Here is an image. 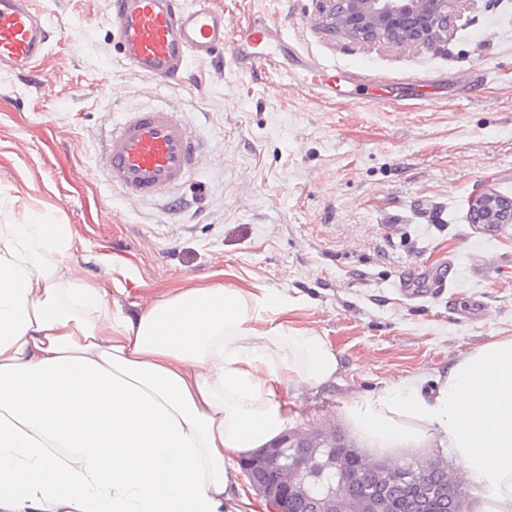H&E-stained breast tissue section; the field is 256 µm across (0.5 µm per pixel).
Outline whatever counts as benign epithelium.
Instances as JSON below:
<instances>
[{
  "mask_svg": "<svg viewBox=\"0 0 512 512\" xmlns=\"http://www.w3.org/2000/svg\"><path fill=\"white\" fill-rule=\"evenodd\" d=\"M322 26L363 44L388 48L436 49L448 41L453 6L458 0H326ZM472 223L488 233L500 224H512V200L488 190L471 205ZM323 429L289 431L274 444L245 460L243 471L250 485L274 512H291L294 500L304 512H360L359 500H350L331 486L322 494L312 487L327 471L340 474L343 462L336 453L321 449ZM413 491L401 501V512H430L431 497H440L442 512H468L466 498L453 493L454 478L446 462L433 458L419 466ZM361 487L376 490L373 512H384L385 503L398 493L405 476L388 467L356 470Z\"/></svg>",
  "mask_w": 512,
  "mask_h": 512,
  "instance_id": "1",
  "label": "benign epithelium"
}]
</instances>
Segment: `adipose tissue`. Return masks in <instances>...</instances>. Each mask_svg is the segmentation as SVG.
<instances>
[{"mask_svg": "<svg viewBox=\"0 0 512 512\" xmlns=\"http://www.w3.org/2000/svg\"><path fill=\"white\" fill-rule=\"evenodd\" d=\"M71 254L69 225L0 224V512H255L239 460L287 432L290 387L338 377L337 351L264 290L113 311ZM337 418L372 465L448 444L484 489L473 512H512V336Z\"/></svg>", "mask_w": 512, "mask_h": 512, "instance_id": "1", "label": "adipose tissue"}]
</instances>
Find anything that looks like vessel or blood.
I'll list each match as a JSON object with an SVG mask.
<instances>
[{"label":"vessel or blood","mask_w":512,"mask_h":512,"mask_svg":"<svg viewBox=\"0 0 512 512\" xmlns=\"http://www.w3.org/2000/svg\"><path fill=\"white\" fill-rule=\"evenodd\" d=\"M110 24L125 65L138 75L171 86L190 58H214L230 49L246 69L262 67L285 51L275 23L257 19L226 41L224 15L209 0H112ZM53 30L31 0H0V68L25 77L37 74ZM290 83L313 92L332 78L306 61L289 71ZM201 144L184 113L174 105L128 112L113 124L105 147L108 181L125 197L143 200L169 196L189 180Z\"/></svg>","instance_id":"obj_1"}]
</instances>
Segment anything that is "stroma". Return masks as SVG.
<instances>
[{
	"instance_id": "stroma-1",
	"label": "stroma",
	"mask_w": 512,
	"mask_h": 512,
	"mask_svg": "<svg viewBox=\"0 0 512 512\" xmlns=\"http://www.w3.org/2000/svg\"><path fill=\"white\" fill-rule=\"evenodd\" d=\"M55 36L38 77L0 71V224L71 225V267L113 310L176 288L284 292L286 320L324 333L342 370L300 386L292 426L328 427L341 402L398 383L431 386L466 351L512 336V224L469 221L486 190L512 199V0H457L440 50L366 46L326 32L322 0H211L234 34L275 22L292 55L367 80L321 101L287 61L256 72L190 59L158 89L130 70L110 0H32ZM175 102L201 159L179 195L130 201L98 160L114 119ZM451 283L406 295L414 274Z\"/></svg>"
}]
</instances>
